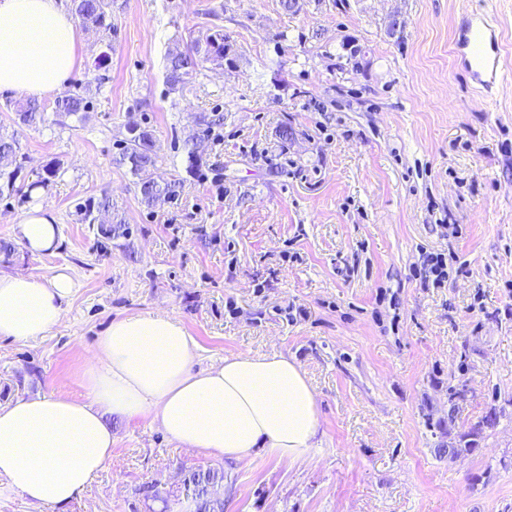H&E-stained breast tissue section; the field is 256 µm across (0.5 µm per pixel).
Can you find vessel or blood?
Here are the masks:
<instances>
[{"label":"vessel or blood","instance_id":"obj_1","mask_svg":"<svg viewBox=\"0 0 512 512\" xmlns=\"http://www.w3.org/2000/svg\"><path fill=\"white\" fill-rule=\"evenodd\" d=\"M454 52L464 76L484 90H492L512 69L502 53L501 34L487 11L479 6L466 10L454 35Z\"/></svg>","mask_w":512,"mask_h":512}]
</instances>
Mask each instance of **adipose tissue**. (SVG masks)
<instances>
[{
    "mask_svg": "<svg viewBox=\"0 0 512 512\" xmlns=\"http://www.w3.org/2000/svg\"><path fill=\"white\" fill-rule=\"evenodd\" d=\"M77 65L76 27L62 0H0V93L59 95ZM19 232L33 254L53 252L59 242L53 216L40 205ZM73 293L62 270L44 281L0 272V337L46 336ZM197 347L166 314L113 321L84 370V401L50 392L0 405V481L44 506L79 498L112 456L109 414L151 420L180 446L234 462L259 451L295 461L319 447L317 394L296 359L237 353L198 369Z\"/></svg>",
    "mask_w": 512,
    "mask_h": 512,
    "instance_id": "obj_1",
    "label": "adipose tissue"
}]
</instances>
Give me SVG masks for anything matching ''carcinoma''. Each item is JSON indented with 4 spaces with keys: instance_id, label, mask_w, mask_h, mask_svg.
<instances>
[{
    "instance_id": "obj_1",
    "label": "carcinoma",
    "mask_w": 512,
    "mask_h": 512,
    "mask_svg": "<svg viewBox=\"0 0 512 512\" xmlns=\"http://www.w3.org/2000/svg\"><path fill=\"white\" fill-rule=\"evenodd\" d=\"M110 0H72L75 14L85 24L109 30ZM230 52L228 38L221 33L206 36L205 40L195 39L183 49H175L167 56L166 79L170 87L184 86L197 73L200 59L222 61ZM88 109V97L80 93H71L55 102V111L66 116H77ZM18 124L30 126L44 120V109L36 100H27L14 105ZM119 163L129 166L135 177L133 181L141 202L153 206L160 200H168L178 193L180 182L171 180L160 183L152 176L157 165L158 155L155 151L153 130L147 126L128 127ZM19 141L16 137L0 135V196L16 191V176L20 169L17 165ZM83 220L100 225L102 235L107 239L118 238L128 234V228L112 212V201L104 196L96 202L81 207ZM498 414L491 409L469 431L461 434L459 439L436 448L439 457L453 459L476 450V437L484 429L496 426ZM185 496H174L165 501V512H224L221 503L215 498L218 487L224 482V470L212 467H191L180 474Z\"/></svg>"
}]
</instances>
